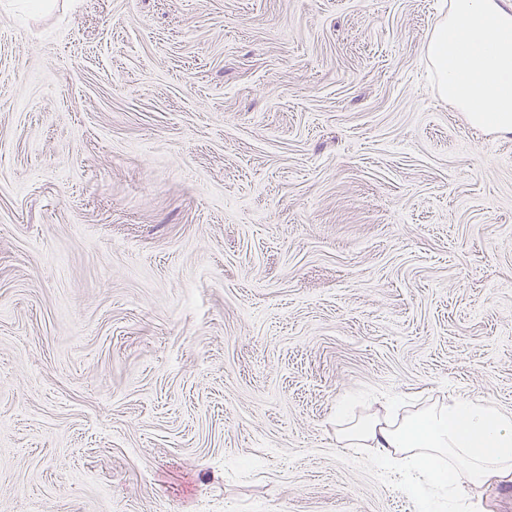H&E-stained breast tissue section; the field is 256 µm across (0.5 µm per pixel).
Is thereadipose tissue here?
Here are the masks:
<instances>
[{
	"instance_id": "ef3b65f1",
	"label": "adipose tissue",
	"mask_w": 512,
	"mask_h": 512,
	"mask_svg": "<svg viewBox=\"0 0 512 512\" xmlns=\"http://www.w3.org/2000/svg\"><path fill=\"white\" fill-rule=\"evenodd\" d=\"M423 52L440 94L473 124L512 133V10L497 0H448ZM349 448H374L408 474L406 491L427 482L464 512L465 486L512 482V413L487 401L452 398L413 415L387 408L381 418L346 426Z\"/></svg>"
}]
</instances>
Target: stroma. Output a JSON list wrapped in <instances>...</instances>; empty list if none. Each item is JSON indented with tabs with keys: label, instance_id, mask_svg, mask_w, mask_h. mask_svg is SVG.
<instances>
[{
	"label": "stroma",
	"instance_id": "stroma-1",
	"mask_svg": "<svg viewBox=\"0 0 512 512\" xmlns=\"http://www.w3.org/2000/svg\"><path fill=\"white\" fill-rule=\"evenodd\" d=\"M448 0H0V512H418L395 402L512 411V135ZM422 50L443 98L472 124L512 133V10L449 0Z\"/></svg>",
	"mask_w": 512,
	"mask_h": 512
}]
</instances>
